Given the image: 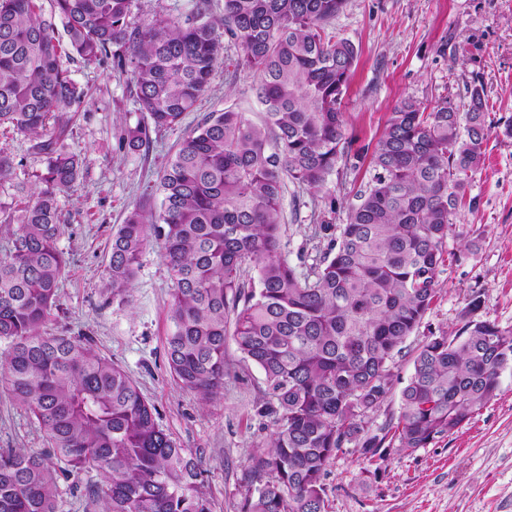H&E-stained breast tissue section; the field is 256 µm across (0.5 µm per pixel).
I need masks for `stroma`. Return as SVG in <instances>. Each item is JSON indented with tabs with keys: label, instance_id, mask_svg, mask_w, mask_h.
<instances>
[{
	"label": "stroma",
	"instance_id": "35a3bbf8",
	"mask_svg": "<svg viewBox=\"0 0 512 512\" xmlns=\"http://www.w3.org/2000/svg\"><path fill=\"white\" fill-rule=\"evenodd\" d=\"M326 33L346 38L360 55L345 99L346 148L374 147L393 108L404 98L432 104L466 100V88H484L492 129L485 161L454 222L467 231L448 236L451 263L439 275L438 293L418 329L406 342L415 349L429 337L455 334L465 321L512 327V0H347ZM237 48L227 50L211 86L181 128L151 132L149 152L130 150L127 129L145 124L130 93V77L111 60L84 64L64 59L75 82L88 88L76 106L67 145L85 165L76 185L59 196V248L68 261L57 307L44 330L85 336L104 357L122 366L154 405L157 421L202 462L204 490L212 512H240L249 456L263 448L272 428L259 415L265 384L254 364L243 361L227 339L224 388L202 403L172 377L166 358L171 283L157 247H149L125 297L113 296L104 270L112 236L127 213L142 203L185 130L206 113L232 108L254 123L264 114L257 101L256 73L235 66ZM23 165L0 182V211L19 193L37 188L44 159L28 139L7 145ZM367 169L332 174L310 190L284 188L282 254L306 273L320 265L329 241L315 237L321 222L345 223ZM47 435L0 386V448L33 452ZM326 512H512V372L500 390L453 434L424 448L387 447L367 459L347 447L327 468Z\"/></svg>",
	"mask_w": 512,
	"mask_h": 512
}]
</instances>
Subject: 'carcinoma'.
<instances>
[{
	"instance_id": "carcinoma-1",
	"label": "carcinoma",
	"mask_w": 512,
	"mask_h": 512,
	"mask_svg": "<svg viewBox=\"0 0 512 512\" xmlns=\"http://www.w3.org/2000/svg\"><path fill=\"white\" fill-rule=\"evenodd\" d=\"M54 2L45 19L39 0H0V135L23 136L45 156L38 192L17 196L4 218L0 380L49 444L0 448V512H58L59 476L88 469L106 487L88 491L99 512H211L200 462L161 428L127 371L80 338L41 331L66 269L58 195L84 166L65 144L64 115L88 95L63 67L67 49L88 64L110 56L130 74L150 121L126 131L135 151H149V128H175L196 110L225 42L239 49L236 68L258 73L263 124L231 108L207 113L161 170L160 202L136 205L112 236L106 268V285L122 295L158 243L172 283L168 366L201 402L224 387L227 336L262 371L259 414L273 431L248 459L241 512H325L326 466L345 445L372 456L388 440L425 448L497 395L512 369V329L468 321L413 352L396 421H369L437 294L453 217L485 160L483 87L467 88L461 108L412 98L394 107L365 187L306 274L281 253L285 181L319 190L361 160L346 152L343 112L359 50L323 30L346 0H224L219 21L207 0L151 19L134 18V0ZM18 165L0 149V181Z\"/></svg>"
}]
</instances>
